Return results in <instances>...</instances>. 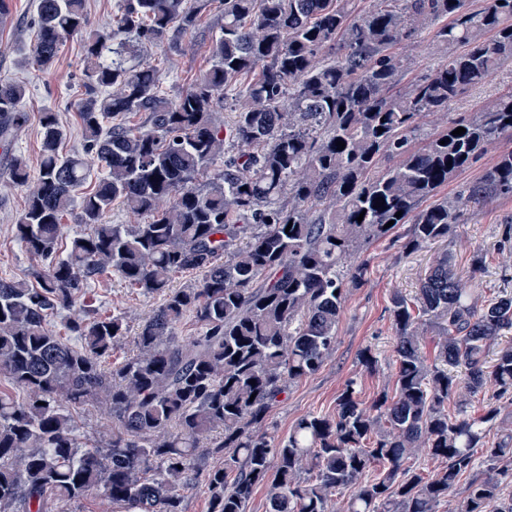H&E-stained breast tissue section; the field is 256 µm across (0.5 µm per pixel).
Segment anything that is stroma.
I'll list each match as a JSON object with an SVG mask.
<instances>
[{"label":"stroma","mask_w":512,"mask_h":512,"mask_svg":"<svg viewBox=\"0 0 512 512\" xmlns=\"http://www.w3.org/2000/svg\"><path fill=\"white\" fill-rule=\"evenodd\" d=\"M8 3V12L0 16V81H21L28 87L22 103L26 121L15 127L10 136L13 154L26 158L35 171L40 164L38 114L43 110L51 109L59 114L65 130L62 154L82 149L78 103L82 97L83 39L67 38L51 66L20 67L17 59L21 50L34 40L32 19L37 0H8ZM223 22L222 10L214 2L200 14L192 33L181 38L177 50L165 52L144 45L138 48L135 62L156 69L161 94L175 99L208 69L209 45ZM398 53L403 63L400 85L405 88L435 69L446 48L424 33L414 43L399 47ZM511 92L512 64L499 70L483 88L467 92L454 104L453 110L476 112ZM508 152H512V138L496 141L472 166L439 187L434 200L454 197L462 184L478 178L500 154ZM25 197V188L11 183L8 170H0V279L28 278L37 267L36 261L12 235V226L24 208ZM507 224H512V196L494 198L467 214L463 223L449 234L446 244L436 243L413 253L406 252L403 244L410 230L406 224L368 244L363 254L368 271L363 283L347 293L339 314L335 352L316 374L291 384L268 414V431L284 436L306 415H334L336 399L348 381H356L358 397L366 403L392 389L395 330L391 298L397 293L414 296L421 277L441 249H448L454 256L462 275L467 274L473 254L482 253L483 285L488 296L512 291V249L499 246ZM88 296L100 311L122 314L133 333L158 304L157 298L128 288L115 276L96 280ZM367 347L378 360L371 372L358 361L360 351Z\"/></svg>","instance_id":"35a3bbf8"}]
</instances>
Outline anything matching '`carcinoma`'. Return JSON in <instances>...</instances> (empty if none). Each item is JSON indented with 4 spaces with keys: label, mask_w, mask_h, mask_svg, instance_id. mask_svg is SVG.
Segmentation results:
<instances>
[{
    "label": "carcinoma",
    "mask_w": 512,
    "mask_h": 512,
    "mask_svg": "<svg viewBox=\"0 0 512 512\" xmlns=\"http://www.w3.org/2000/svg\"><path fill=\"white\" fill-rule=\"evenodd\" d=\"M210 2L121 0L112 30L89 33L84 0H38L20 65L48 67L68 37L85 36L84 145L62 155L58 113L45 110L37 176L20 156L9 170L28 190L13 235L41 268L32 281L0 280V379L11 386L0 389V512H61L86 497L123 512H182L197 460L220 452L224 466L204 477L210 512H247L259 486L266 512H327L335 495L336 512H436L450 496L452 512H512V431L487 440L498 402H512V292L485 298L477 254L471 287L445 251L414 298L392 297V393L368 405L350 381L336 415H307L281 438L264 430L288 385L335 349L347 288L366 274L362 248L389 221L411 225L406 247L417 251L447 240L466 212L512 196L509 152L453 202L420 207L512 137V94L450 113L434 134L415 125L512 63V0L479 10L467 0H373L359 14L355 0H224L209 68L171 103L157 72L132 63L133 43L175 49ZM427 28L464 50L393 91V46ZM227 91L234 119L225 128L212 113ZM26 93L0 83V135L25 120ZM137 113L145 121L132 128L124 117ZM459 127L466 132L452 135ZM90 159L101 177L83 192ZM383 159L394 164L382 168ZM117 202L150 220L107 223ZM75 208L89 231L61 254V220ZM187 270L199 278L171 287ZM104 274L162 297L113 367L105 363L128 334L125 318L85 300ZM61 311L73 344L50 324ZM188 314L195 329L181 339ZM428 333L437 337L431 361ZM489 383L493 400L479 414L448 415V403L467 405ZM90 404L105 406L112 427L82 442L77 410ZM419 456L440 466L407 465Z\"/></svg>",
    "instance_id": "carcinoma-1"
}]
</instances>
